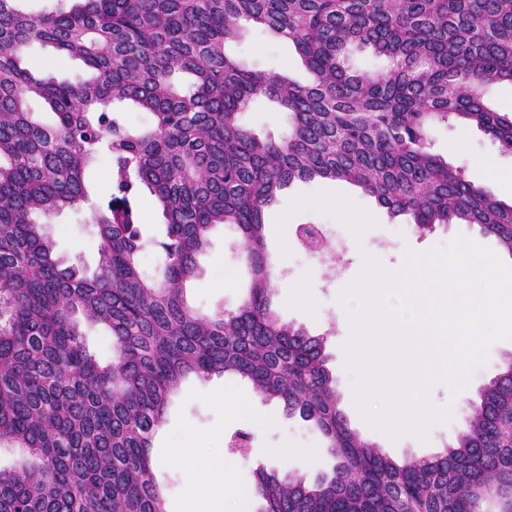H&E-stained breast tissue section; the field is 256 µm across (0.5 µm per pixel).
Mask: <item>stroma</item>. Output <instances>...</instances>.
<instances>
[{
	"label": "stroma",
	"instance_id": "35a3bbf8",
	"mask_svg": "<svg viewBox=\"0 0 512 512\" xmlns=\"http://www.w3.org/2000/svg\"><path fill=\"white\" fill-rule=\"evenodd\" d=\"M229 50L247 68L280 72L300 81L307 78L293 44L262 29L247 28ZM26 55L30 66L47 74L74 80L84 73L80 62L60 58L46 44H31ZM243 123L259 136L277 139L288 130V115L277 111L270 101L259 99L244 113ZM430 138L435 154L463 167L472 183L491 187L500 200L512 203V155L501 152L483 132L439 123L431 129ZM330 196L347 201L350 216L327 204ZM264 219L269 259L283 271L277 281L276 310L283 321L324 338L330 356L328 366L336 378L341 407L351 428L397 460L431 457L453 444L467 429L481 389L512 359V341L492 346L488 364L473 373L457 398H450L441 384L429 389L432 406L451 405L448 422L432 425L423 439L404 436L393 440L369 426L349 400L353 380L345 370L344 353L350 330L340 295L361 274L366 258H374L383 269L395 271L402 266L409 248L423 252L446 244L459 233L489 247L495 246V239L482 235L477 226L470 224L420 229L411 216L390 217L373 198L344 182L294 183L266 208ZM305 224L324 225L330 234L345 239L348 251L337 271H330L328 261L314 260L301 249L295 230ZM48 230L58 256L78 262L87 271L95 270L98 241L88 209L61 211L49 220ZM197 264L198 276L185 287L191 307L203 314L237 307L247 293L249 275L238 235L231 226L214 229L210 245L198 255ZM298 288L312 301L314 312L293 303L292 295ZM240 430L251 436L249 449L243 454L228 448L230 439ZM286 445L291 447V454L277 455V448ZM153 454L157 460L156 479L166 489V512H187L189 504L202 495L207 482L202 464L210 459L228 458L234 488L247 498L252 495L256 467L274 468L311 481L333 464L322 447L320 433L310 423L286 416L278 401L264 400L250 383L229 375L207 380L190 376L182 382L153 440Z\"/></svg>",
	"mask_w": 512,
	"mask_h": 512
}]
</instances>
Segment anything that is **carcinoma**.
I'll return each mask as SVG.
<instances>
[{
    "label": "carcinoma",
    "instance_id": "obj_1",
    "mask_svg": "<svg viewBox=\"0 0 512 512\" xmlns=\"http://www.w3.org/2000/svg\"><path fill=\"white\" fill-rule=\"evenodd\" d=\"M0 0V443L25 452L0 467V512H165L152 439L189 375H235L319 430L334 460L309 482L256 471L257 512H512V363L484 387L468 429L439 455L402 462L353 430L325 341L272 305L265 208L295 181L347 182L423 229L475 224L512 255V204L430 150L435 122L477 127L512 154V114L483 88L512 84V0H71L26 13ZM292 42L301 85L227 53L242 24ZM79 60L86 76H44L33 43ZM352 46L385 58L373 73ZM57 116L46 127L28 100ZM266 98L288 136L242 123ZM126 102L152 114L130 126ZM106 160L112 194L85 174ZM147 189L166 233L147 239ZM92 203L97 267L66 264L37 217ZM236 227L252 282L233 310L191 308L185 284L218 225ZM163 255L155 277L143 252ZM104 326L103 365L81 320ZM349 64L352 69L362 73L381 66L382 61L376 58L368 48L352 47L349 52Z\"/></svg>",
    "mask_w": 512,
    "mask_h": 512
}]
</instances>
